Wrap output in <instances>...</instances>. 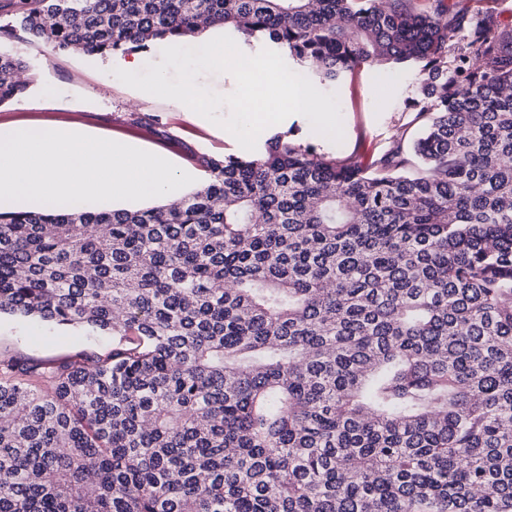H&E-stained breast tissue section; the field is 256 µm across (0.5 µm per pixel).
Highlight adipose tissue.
I'll return each instance as SVG.
<instances>
[{"instance_id": "obj_1", "label": "adipose tissue", "mask_w": 512, "mask_h": 512, "mask_svg": "<svg viewBox=\"0 0 512 512\" xmlns=\"http://www.w3.org/2000/svg\"><path fill=\"white\" fill-rule=\"evenodd\" d=\"M198 26L208 34L206 41L189 45L179 39L164 42L158 49L157 58L152 64L142 60L127 62L121 59L112 63L115 73L125 75L140 83L145 92L163 93L175 96L178 100L191 104L195 112H210V104L195 95L191 83L168 78L167 68L174 60H188L190 67L220 76H248L259 81L265 78L268 65L264 59L251 58L249 51L234 52L224 48V35L207 20H199ZM281 100L274 104L272 111L252 112L248 115L247 130L255 132L269 126L274 121L285 120L284 109L290 105L307 108L321 124H328L329 114L323 103L308 92L300 90L294 79L281 75Z\"/></svg>"}]
</instances>
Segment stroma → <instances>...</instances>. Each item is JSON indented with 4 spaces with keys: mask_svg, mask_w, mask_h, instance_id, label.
<instances>
[{
    "mask_svg": "<svg viewBox=\"0 0 512 512\" xmlns=\"http://www.w3.org/2000/svg\"><path fill=\"white\" fill-rule=\"evenodd\" d=\"M0 51L25 60L31 77L24 96L0 105V129L73 127L171 157L187 171L196 170V156L233 155L234 147L227 137L238 129L243 102L262 108L277 97L278 76L291 67L287 56L273 53L268 57L270 71L264 80L201 79L199 96L221 100L222 105L200 120L188 105L142 94L133 80H111L106 58L55 52L26 35L1 39ZM106 80L111 86L105 90L101 84ZM321 101L332 117L331 129H321L312 114L300 112L287 124L259 133L255 152L264 151L268 138L284 132L320 153L369 157L387 151L397 135L410 140L419 133L414 117L423 96L418 78L411 72L388 77L377 68L367 67L339 88L328 90ZM111 349L108 336L0 316V359L24 356L47 362L82 352L104 355Z\"/></svg>",
    "mask_w": 512,
    "mask_h": 512,
    "instance_id": "1",
    "label": "stroma"
}]
</instances>
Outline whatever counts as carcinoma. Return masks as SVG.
Returning <instances> with one entry per match:
<instances>
[{"label":"carcinoma","instance_id":"obj_1","mask_svg":"<svg viewBox=\"0 0 512 512\" xmlns=\"http://www.w3.org/2000/svg\"><path fill=\"white\" fill-rule=\"evenodd\" d=\"M106 56L202 17L319 94L414 71L424 132L280 136L175 204L0 212V315L112 336L0 360V512H512V29L445 0H0ZM0 52V76L25 71ZM28 83L0 79V103Z\"/></svg>","mask_w":512,"mask_h":512}]
</instances>
